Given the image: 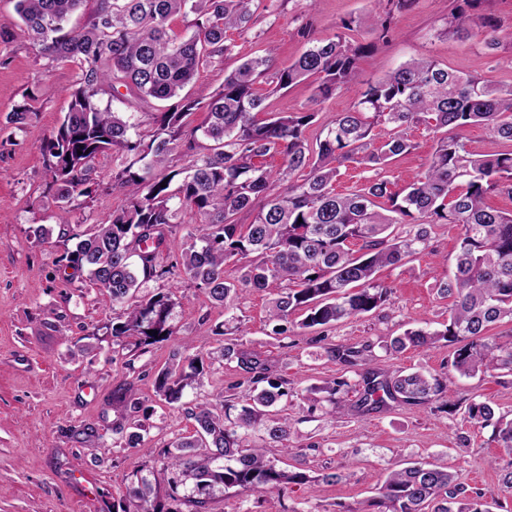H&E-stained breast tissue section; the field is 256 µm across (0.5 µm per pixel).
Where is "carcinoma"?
I'll list each match as a JSON object with an SVG mask.
<instances>
[{"label": "carcinoma", "mask_w": 512, "mask_h": 512, "mask_svg": "<svg viewBox=\"0 0 512 512\" xmlns=\"http://www.w3.org/2000/svg\"><path fill=\"white\" fill-rule=\"evenodd\" d=\"M262 2L17 0L23 32L38 57L78 68L68 110L41 146L60 232L78 239L75 250L59 257V265L72 270L73 279L86 278L112 304H127L124 320L109 327L112 342L120 346L134 336L142 354L174 335L176 300L171 291L134 303L130 299L143 284L167 279L177 267L226 310L245 290L288 282L271 299L269 320L286 322L301 311L300 326L321 342L337 322L384 305L389 288L377 281V273L398 268L424 250L426 225L455 224L460 227L455 272L442 286L453 298L448 324L440 331L408 330L392 338L387 351L429 348L444 340L456 345L451 366L463 376L512 373V340L488 335L492 326L512 323V210L487 204L493 193L512 197V149L478 154L460 135L480 125L492 142L512 146V84H493L477 72L459 74L431 58L411 59L367 82L352 108L337 115L312 144L305 131L315 113L261 118L265 97L255 85L262 79L277 93L310 80L315 101L350 89L371 46L350 40L348 32L374 25L385 39L391 12L348 21L329 39H307L306 49L284 67L276 66L270 52L225 75L217 92L185 91L200 68L223 62L232 51L227 31L248 28L253 6ZM87 6V25L78 32L66 29L70 16ZM178 18L185 22L182 35L173 29ZM468 21L462 11L451 13L446 34L469 33ZM497 30L494 18L482 20L481 34L490 48L497 45ZM106 86L164 104L154 113L150 133H139L138 123L101 105ZM33 101L28 96L9 122L26 124L35 115ZM199 111L205 120L188 128L187 118ZM381 124L391 133L374 148L372 128ZM419 125L433 132V151L425 171L402 192H391L390 181L381 176L347 193L336 191L342 163L382 169L414 148L407 130ZM177 151L187 164L171 169L168 157ZM108 152L122 156L112 173V190L127 196V203L108 222L84 228L72 217L96 193L93 162ZM269 155L282 159L276 172L262 162ZM379 199L389 202L384 213L376 209ZM182 214L200 230L187 234L181 260L165 266L159 257ZM241 214L252 216L251 222L239 223ZM397 224L410 230L396 233ZM354 241L356 251L350 248ZM231 263L238 273L233 279L227 271ZM366 351L326 348L352 366ZM219 357L236 363L240 379L229 389L246 384L254 394L239 407L222 395L186 405V390L204 373L206 359L174 353L155 377V392L167 404L184 407L196 429L174 444L177 452H163L161 471L179 473L168 480V504L159 500L160 484L142 478L131 493L135 512H208L217 487L283 495L291 485L312 482L303 472L277 468L264 447L249 443L244 434L261 427L270 442L289 447L291 420L269 416V409L289 394L277 365L235 342L222 344ZM358 376L354 384L337 379L322 387L332 405L329 415L347 407L364 414L391 402L429 405L447 388L446 378L419 371L375 366ZM355 390L358 398L349 405L347 396ZM108 405L117 412L112 432L124 435L128 446L143 439L142 420L151 407L132 384L113 391ZM467 414L481 427L493 426L500 447L512 449V418L497 416L490 404L475 400ZM183 476L194 481L188 493L180 492ZM460 494L455 474L415 462L388 471L370 507L373 512H491L482 493L459 503Z\"/></svg>", "instance_id": "obj_1"}]
</instances>
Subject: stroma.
<instances>
[{
	"instance_id": "stroma-1",
	"label": "stroma",
	"mask_w": 512,
	"mask_h": 512,
	"mask_svg": "<svg viewBox=\"0 0 512 512\" xmlns=\"http://www.w3.org/2000/svg\"><path fill=\"white\" fill-rule=\"evenodd\" d=\"M461 2L410 0L395 10L385 42L377 40L373 29L354 31L356 42L376 45L361 61L363 80L377 79L410 58L422 57L459 73L476 71L496 83L511 84L512 0H481L471 12V36L445 37L448 15ZM15 5L16 0H0V29L10 34L8 41H0V512H119L132 507L129 493L140 477L154 475L166 482L161 451L194 434L195 423L184 409L157 396L154 378L173 351L185 344L203 353L223 344L213 329L224 322V308L203 290L179 280L174 336L138 357L131 370L122 356L113 354L106 327L122 308L103 301L95 286L69 280L57 264L67 243L55 230L40 151L67 109L76 69L36 58L19 27ZM373 7L372 0H317L312 7L306 0H270L250 28L228 32L231 53L221 65L201 68L197 84L219 90L225 74L269 48L275 50L278 65H288L306 45L301 29L314 38H330L344 21ZM486 14L500 22L494 49L478 34ZM256 89L265 95L268 112H314L316 118L306 130L311 141L357 96L352 89L316 102L308 81L277 94L263 82ZM30 93L37 97V115L14 128L7 117ZM409 135L412 152L383 170L396 192L425 170L434 145L424 127L411 128ZM117 163L112 153L95 161L99 188L85 210L89 223L109 220L125 202L123 194L109 188ZM42 228L47 231L43 237L38 234ZM459 233L451 224L431 225L425 250L403 266L381 272L391 289L383 309L339 322L330 332L339 346L370 345L367 364L447 375L444 412L394 404L380 412L327 417L322 386L339 377L356 380L354 369L328 357L312 344L310 330L299 325H291L287 334H273L268 307L279 284L235 300L233 314L241 326L235 341L277 361L294 390L277 406L295 422L290 449L265 445L262 431L256 429L249 430V442L265 445L278 467L312 478L332 468L346 477L333 485L312 481L282 496L257 497L218 487L210 512H366L386 470L414 460L454 472L465 495L482 493L493 512H512V488L502 482L512 454L499 446L491 428L474 426L465 413L468 402L487 400L496 414L511 417L512 375L461 376L450 365L452 346L443 343L394 356L385 350L387 341L407 329H443L452 300L439 294L438 285L454 268ZM237 378L233 363L213 361L186 398L210 400L231 390L236 404H243L249 389L234 388ZM127 382L134 383L139 397L153 408L135 447L115 445L111 426L116 414L107 404L112 391ZM92 433L102 435L103 447L88 446Z\"/></svg>"
}]
</instances>
